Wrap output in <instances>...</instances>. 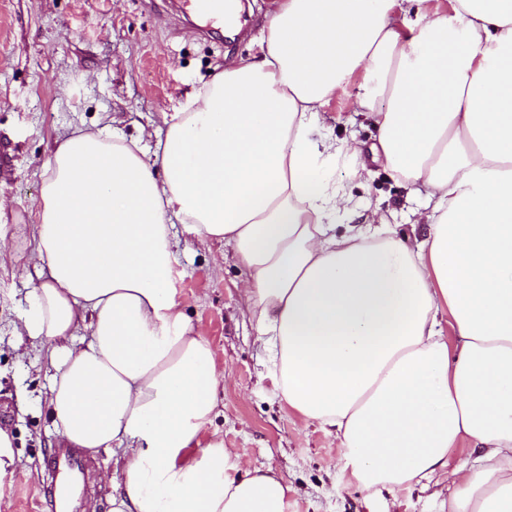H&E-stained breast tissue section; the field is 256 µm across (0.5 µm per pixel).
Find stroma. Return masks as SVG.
Here are the masks:
<instances>
[{"instance_id":"obj_1","label":"stroma","mask_w":512,"mask_h":512,"mask_svg":"<svg viewBox=\"0 0 512 512\" xmlns=\"http://www.w3.org/2000/svg\"><path fill=\"white\" fill-rule=\"evenodd\" d=\"M270 3L247 0L245 31L229 36L197 26L174 0H0V225L10 233L9 252L0 257V427L14 437L12 457L26 466L0 473V512H87L91 501L96 512H110L112 488L123 480L108 448L86 453L76 479L54 470L51 456L63 441L51 418V347L20 334L38 282L30 258L55 139L104 127L140 139L153 157L165 113L223 70L226 57L256 50ZM361 81L354 76L337 92L319 125L330 139L362 144L370 175L353 178L350 158L320 174L343 185L355 223L377 214L397 231L424 238L417 225L424 199L371 160L377 132L356 110ZM170 239L177 298L227 374L201 441L220 433L249 465L285 474L294 487L285 512H439L442 484L371 495L358 488L335 435L306 424L283 402L243 291L250 273L232 248L202 242L180 223L171 226Z\"/></svg>"}]
</instances>
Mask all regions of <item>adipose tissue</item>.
<instances>
[{
  "label": "adipose tissue",
  "mask_w": 512,
  "mask_h": 512,
  "mask_svg": "<svg viewBox=\"0 0 512 512\" xmlns=\"http://www.w3.org/2000/svg\"><path fill=\"white\" fill-rule=\"evenodd\" d=\"M411 2L274 0L257 53L171 114L159 162L101 131L56 139L21 329L52 347L65 443L122 451L112 512H284L292 490L200 441L223 374L176 297L175 221L249 269L278 391L362 490L444 474L448 512H512V0L398 21ZM357 73L373 161L433 204L420 243L337 233L344 192L314 174L349 153L315 132Z\"/></svg>",
  "instance_id": "obj_1"
}]
</instances>
